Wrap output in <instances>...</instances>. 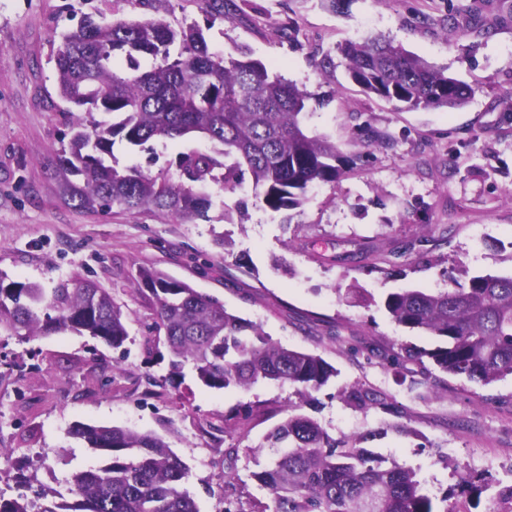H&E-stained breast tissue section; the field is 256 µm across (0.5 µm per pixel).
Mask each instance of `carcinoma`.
<instances>
[{
    "label": "carcinoma",
    "mask_w": 512,
    "mask_h": 512,
    "mask_svg": "<svg viewBox=\"0 0 512 512\" xmlns=\"http://www.w3.org/2000/svg\"><path fill=\"white\" fill-rule=\"evenodd\" d=\"M448 21L486 36L494 31L476 16L450 15ZM339 51L364 93L399 109H458L472 95L468 85L384 37L348 41ZM118 52L126 62L122 72L114 67ZM54 61L63 111L90 117L87 124L79 116L72 122L69 149L57 163L60 195L85 211L200 216L212 199L197 187L234 189L225 164L232 156L236 167L251 173L262 207L280 213L301 207L312 185L332 184L354 164L336 144L304 130L312 94L245 52L234 58L211 50L194 23L175 29L154 18L88 17L62 35ZM189 135L223 149L180 153L175 180L112 164L117 138L141 147ZM134 286L152 296L174 373L189 362L215 390L260 381L319 390L336 376L322 357L281 345L218 298L162 270L140 269ZM384 307L395 324L445 341L430 351L407 348L406 358L427 356L443 373L485 384L512 376V275H474L457 288L435 291L401 289L386 296ZM59 332L89 335L114 349L129 337L121 307L89 280L65 279L47 292L0 279V334L28 340ZM345 395L359 409L385 404L381 394L360 385ZM69 435L106 454L103 465L68 480L74 501L46 505L23 495L0 497V512H199L183 486L186 464L160 436L81 422ZM266 441L277 457L254 478L271 496L272 512H435L415 471L382 465L359 439L336 446L304 414L287 416Z\"/></svg>",
    "instance_id": "1"
}]
</instances>
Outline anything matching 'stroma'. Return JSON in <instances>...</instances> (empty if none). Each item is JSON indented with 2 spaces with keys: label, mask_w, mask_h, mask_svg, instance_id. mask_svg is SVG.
Segmentation results:
<instances>
[{
  "label": "stroma",
  "mask_w": 512,
  "mask_h": 512,
  "mask_svg": "<svg viewBox=\"0 0 512 512\" xmlns=\"http://www.w3.org/2000/svg\"><path fill=\"white\" fill-rule=\"evenodd\" d=\"M476 13L492 36L452 29L449 14ZM149 17L198 24L211 50L252 57L315 94L303 126L359 162L336 183L312 189L291 215L263 209L249 171L234 190L210 184L213 204L181 220L153 210L86 212L59 196L52 172L70 139V117L53 107L54 52L85 16ZM382 36L471 86L461 109H397L361 92L338 51ZM330 55L332 67L316 65ZM369 126L379 145L364 147ZM188 136L152 150L115 143L118 167L175 175L181 152L211 151ZM378 270L362 269L365 258ZM155 267L223 301L282 345L321 356L335 378L302 396L260 382L212 390L192 366L171 373L156 308L133 282ZM512 273V0H246L232 18L206 14L201 0H0V277L51 289L82 276L119 304L129 338L120 349L71 333L22 341L0 336V448L12 449L0 492L13 474L32 489L66 491L103 456L68 437L77 422L161 436L185 462V487L199 512H253L271 498L254 480L276 454L265 437L278 411L300 409L336 440L361 439L385 463L415 470L436 512L444 496L467 494L471 512H490L512 484V376L482 384L429 376L432 360L391 363L408 346L440 338L397 326L383 307L401 288L442 289L476 274ZM379 356H372V349ZM364 385L386 403L348 405ZM250 412L248 421L236 413Z\"/></svg>",
  "instance_id": "35a3bbf8"
}]
</instances>
